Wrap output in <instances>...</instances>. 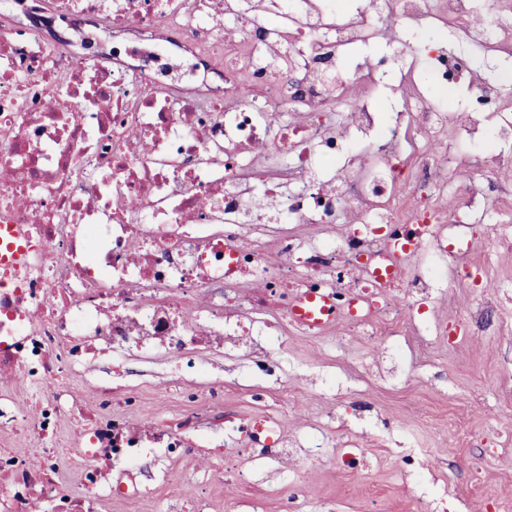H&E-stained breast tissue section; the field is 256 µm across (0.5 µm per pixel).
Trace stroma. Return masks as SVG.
<instances>
[{
	"instance_id": "1",
	"label": "stroma",
	"mask_w": 512,
	"mask_h": 512,
	"mask_svg": "<svg viewBox=\"0 0 512 512\" xmlns=\"http://www.w3.org/2000/svg\"><path fill=\"white\" fill-rule=\"evenodd\" d=\"M491 314L455 347L432 345L424 362L398 354L390 336H356L339 326L320 332L283 324L258 337L273 365L257 373L244 351L196 350L101 358L69 379V396L93 410L98 389L119 384L139 406L135 428L167 430L196 395L201 436L192 456H144L136 471L148 495L104 500L101 512H497L512 501V240L487 245ZM480 286L449 291L414 309L428 324H457L458 308ZM274 427L270 453L228 448L252 419ZM320 427L327 453L302 458L280 447H306ZM361 449L364 468L345 472L337 456ZM419 450L416 474L401 467Z\"/></svg>"
}]
</instances>
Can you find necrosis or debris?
Here are the masks:
<instances>
[{
	"label": "necrosis or debris",
	"mask_w": 512,
	"mask_h": 512,
	"mask_svg": "<svg viewBox=\"0 0 512 512\" xmlns=\"http://www.w3.org/2000/svg\"><path fill=\"white\" fill-rule=\"evenodd\" d=\"M40 25L7 34L0 0V227L16 229L26 262L0 264V433L33 448L0 450V512H92L111 497L103 462L133 472L148 444L101 397L80 452L78 499L59 487L54 435L68 399H24L20 388L79 372L88 354L151 355L206 334L212 346L268 329L303 290L364 305L359 326L396 331L435 288H467L479 270L452 264L447 231L473 245V207L512 209V154L473 152L487 137L512 144V79L475 72L471 58L404 39L443 26L488 57L512 47L500 0H45ZM85 15L112 31V62L79 61L44 26ZM383 40L400 58L399 105L378 108L385 57L344 64ZM469 76L465 118L431 86ZM345 160L337 170V160ZM492 174L491 183L472 171ZM454 205H447V197ZM275 224L344 233L260 249L262 212ZM389 255L391 279L370 277ZM262 291H249L250 278Z\"/></svg>",
	"instance_id": "obj_1"
}]
</instances>
